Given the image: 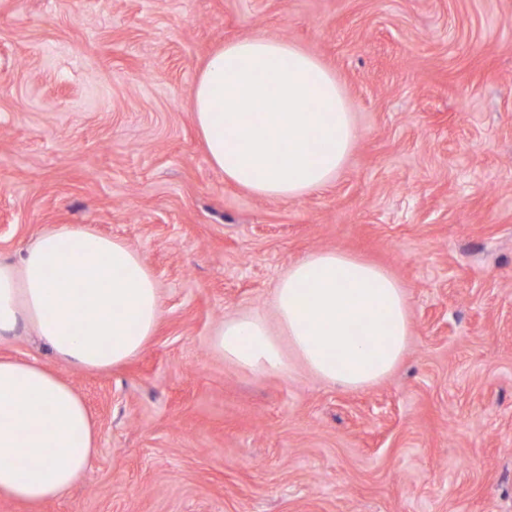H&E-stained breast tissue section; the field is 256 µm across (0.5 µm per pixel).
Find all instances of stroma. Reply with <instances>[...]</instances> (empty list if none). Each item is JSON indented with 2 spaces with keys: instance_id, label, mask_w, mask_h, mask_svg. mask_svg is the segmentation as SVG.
Listing matches in <instances>:
<instances>
[{
  "instance_id": "35a3bbf8",
  "label": "stroma",
  "mask_w": 512,
  "mask_h": 512,
  "mask_svg": "<svg viewBox=\"0 0 512 512\" xmlns=\"http://www.w3.org/2000/svg\"><path fill=\"white\" fill-rule=\"evenodd\" d=\"M267 35L319 58L357 126L324 189L266 199L207 157L190 91ZM91 224L162 296L109 372L56 365L100 450L87 479L0 512H512V0H0V258ZM338 249L403 286L411 341L385 381L256 375L214 346L271 316L277 280Z\"/></svg>"
}]
</instances>
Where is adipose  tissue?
Returning <instances> with one entry per match:
<instances>
[{"mask_svg":"<svg viewBox=\"0 0 512 512\" xmlns=\"http://www.w3.org/2000/svg\"><path fill=\"white\" fill-rule=\"evenodd\" d=\"M191 98L210 163L260 197L321 190L357 137L335 74L282 39L224 44ZM273 305L280 334L258 316L217 330L225 358L283 374L293 356L324 382L362 390L388 378L410 343L399 281L338 250L289 266ZM161 310L140 255L90 224L44 229L18 262L0 260V340L32 332L67 367L101 372L132 361L155 335ZM353 323L363 336H352ZM99 448L97 423L68 381L37 359L0 357L1 496L30 505L55 500L83 480Z\"/></svg>","mask_w":512,"mask_h":512,"instance_id":"obj_1","label":"adipose tissue"}]
</instances>
